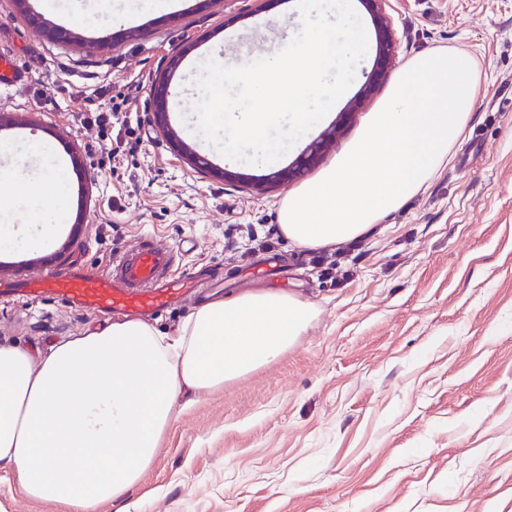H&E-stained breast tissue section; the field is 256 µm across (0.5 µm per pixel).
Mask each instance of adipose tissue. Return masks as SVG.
<instances>
[{
	"label": "adipose tissue",
	"instance_id": "obj_1",
	"mask_svg": "<svg viewBox=\"0 0 512 512\" xmlns=\"http://www.w3.org/2000/svg\"><path fill=\"white\" fill-rule=\"evenodd\" d=\"M25 156L0 170V213L52 196L31 237L41 246L67 202L58 173L29 172ZM313 308L283 289L224 297L195 309L175 335L124 318L33 359L0 347V465L48 506L97 512L139 483L182 396L220 392L270 364L302 336Z\"/></svg>",
	"mask_w": 512,
	"mask_h": 512
}]
</instances>
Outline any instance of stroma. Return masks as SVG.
Instances as JSON below:
<instances>
[{
    "mask_svg": "<svg viewBox=\"0 0 512 512\" xmlns=\"http://www.w3.org/2000/svg\"><path fill=\"white\" fill-rule=\"evenodd\" d=\"M41 3L0 0V60L25 70L0 84L12 119L0 141L54 146L70 215L47 249L0 248V282L46 252L106 275L114 252L149 236L178 269L222 263L225 295L283 288L315 310L279 359L181 407L125 512H512V0H390L392 70L463 51L479 93L452 164L332 271L281 233L290 187L271 184L273 168L225 158L192 126L213 46L249 62L280 23L296 25L297 0H180L130 23L96 0L94 25L71 22L67 44L29 26ZM177 53L171 125L229 180L198 172L152 125L151 85ZM375 59L368 49L347 95L277 166L338 122L319 166L337 160L392 84L359 102ZM116 101L122 112L97 126L89 104ZM105 320L0 296V346L43 352Z\"/></svg>",
    "mask_w": 512,
    "mask_h": 512,
    "instance_id": "stroma-1",
    "label": "stroma"
}]
</instances>
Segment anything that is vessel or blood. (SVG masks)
Here are the masks:
<instances>
[{
    "mask_svg": "<svg viewBox=\"0 0 512 512\" xmlns=\"http://www.w3.org/2000/svg\"><path fill=\"white\" fill-rule=\"evenodd\" d=\"M174 264L173 248L145 238L113 254L109 275H94L78 267L62 270L48 256L38 275L0 288L9 297L29 301L48 296L93 313L158 315L204 285L198 272L173 274Z\"/></svg>",
    "mask_w": 512,
    "mask_h": 512,
    "instance_id": "obj_1",
    "label": "vessel or blood"
}]
</instances>
